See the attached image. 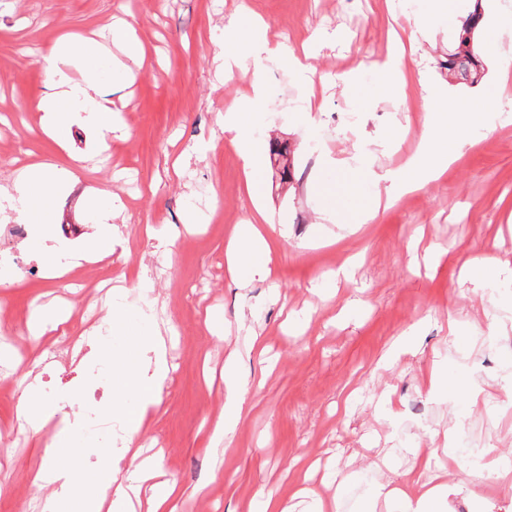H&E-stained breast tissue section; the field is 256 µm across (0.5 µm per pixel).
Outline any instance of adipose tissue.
Here are the masks:
<instances>
[{"mask_svg":"<svg viewBox=\"0 0 512 512\" xmlns=\"http://www.w3.org/2000/svg\"><path fill=\"white\" fill-rule=\"evenodd\" d=\"M107 47L99 40L85 38L80 43L59 41L44 56L41 66L46 76L47 91L34 104L40 114L43 130L54 138H62L65 130L74 124L88 128L98 151H106L110 134L117 123V113L112 108L110 95L114 85L120 84L126 72L124 64L111 60L108 72L92 67V60L106 56ZM278 45L265 36L252 38L247 44H227L224 50V73L233 76L235 69L245 63L260 67L263 57L278 54ZM73 60L82 66L81 79H72L63 69L65 60ZM428 109V130L423 136L417 154L404 167L383 175L393 194L410 192L425 183L437 179L453 163L463 146L461 139L440 134L443 125L458 123L467 126H488L490 106L483 97L467 100L442 98L433 90H426L423 97ZM224 128L232 132L233 141L248 178L252 199H260L261 190L254 180L256 170L255 144L252 138V122L249 113L241 106H233L224 114ZM75 180L73 172L60 169L50 163H34L11 182L5 193L19 204L31 230L25 248L39 256L51 277L60 278L75 267L111 256L124 240L113 223L112 212L117 197L111 190L97 188L85 195V208L92 221V232L81 243L69 246L56 242L54 228L58 223L56 200ZM271 248L265 230L254 224L238 225L228 249V265L232 278L244 274L266 275ZM141 345L149 354L147 362L132 361L116 366L112 372V386L121 394L132 395V406L123 407L121 418L129 440H136L149 415L157 412L160 394L165 384L169 365L165 343L161 336L141 338ZM249 384L239 368L237 353H229L224 361V406L214 421L211 438L215 444L229 441L238 425L246 403ZM78 386H68L58 401L46 402L40 396L39 383L27 385L22 401L32 428L53 417H60L61 427L51 445V455L68 456L76 447L79 430L69 418L61 417L62 404L80 395ZM159 459L145 457L135 465L139 484L123 483L121 469L113 461L111 453L99 456L94 472H86L77 464L62 468L45 463L32 478L35 489L52 487L47 500L49 512H129L131 497L139 493L140 483H147L150 512H176L175 501L180 490L174 482L161 476Z\"/></svg>","mask_w":512,"mask_h":512,"instance_id":"obj_1","label":"adipose tissue"}]
</instances>
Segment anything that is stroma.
Here are the masks:
<instances>
[{"mask_svg":"<svg viewBox=\"0 0 512 512\" xmlns=\"http://www.w3.org/2000/svg\"><path fill=\"white\" fill-rule=\"evenodd\" d=\"M260 13L282 55L265 60V96L253 116L262 201L253 204L232 133L219 124L228 106L253 95L252 73L219 74L215 55L224 28L243 6ZM430 0H0V185L42 161L73 171L74 187L55 204L57 236L80 241L91 224L83 206L89 188H112L124 209L114 223L126 253L103 261L122 281L128 314L151 308L167 348L169 377L161 406L147 420L141 444L162 456V473L181 488L177 512H250L260 494L308 512L296 498H314L357 512L367 492L418 484L446 471L454 483L467 458L440 450L449 433L476 439L512 462V289L485 299L484 282L512 276V31L478 29L485 63L480 82L496 104L493 128L476 127L459 158L437 180L389 206L381 174L403 166L427 130L422 78L454 94L441 64L458 30L446 15L414 20ZM127 19L151 65L130 67L129 84L112 96L121 123L118 151L94 157V142L72 125L64 142L44 134L33 101L46 90L40 58L61 38L107 32ZM403 46V92L377 93V64L390 36ZM307 56L315 80L289 66ZM347 81L336 80V73ZM290 148L292 178L281 181L270 144ZM263 207L287 227L276 238L268 277L237 285L225 252L236 225ZM376 216L363 220L362 214ZM17 210L0 198V253L17 257V282L0 287V348L23 347L15 390L0 395V512H32L43 503L31 477L46 460L54 423L32 431L19 404L33 377L54 401L82 384L81 403L65 410L82 425L81 462L92 468L110 450L122 467L123 444H107L113 412L111 367L140 356L119 337L107 341L103 370L82 363L84 347L32 341L26 325L57 299L79 307L80 289L50 280L8 227ZM170 224L175 243L148 237L146 225ZM348 266L350 278L335 279ZM154 284L151 298L137 276ZM213 323H206V313ZM412 333L407 348L403 334ZM400 348L398 359L382 356ZM238 352L249 380L247 403L228 447L209 431L224 405L221 374ZM449 389L430 390L433 372ZM478 393L479 404L455 418L453 403ZM445 512H512V487L451 494Z\"/></svg>","mask_w":512,"mask_h":512,"instance_id":"1","label":"stroma"}]
</instances>
